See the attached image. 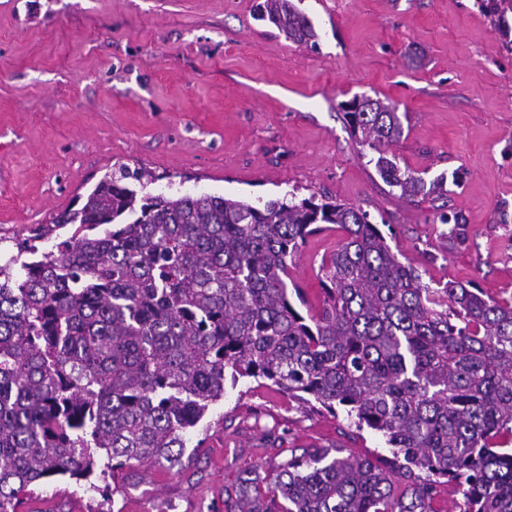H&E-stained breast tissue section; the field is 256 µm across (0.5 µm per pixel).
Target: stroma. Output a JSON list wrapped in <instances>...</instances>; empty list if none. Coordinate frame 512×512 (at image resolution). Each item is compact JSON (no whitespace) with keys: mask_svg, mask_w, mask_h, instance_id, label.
<instances>
[{"mask_svg":"<svg viewBox=\"0 0 512 512\" xmlns=\"http://www.w3.org/2000/svg\"><path fill=\"white\" fill-rule=\"evenodd\" d=\"M258 0H0V258L107 172L143 168L150 193L257 202L286 192L367 211L424 283L512 297V0H293L316 44L255 18ZM393 103L390 151L444 195H393L357 145L353 99ZM465 219L443 237L440 213ZM341 237H310L289 269L309 307ZM305 448L385 453L345 415L264 380L226 388L171 468L134 465L110 499L56 476L20 512H227L247 471Z\"/></svg>","mask_w":512,"mask_h":512,"instance_id":"stroma-1","label":"stroma"}]
</instances>
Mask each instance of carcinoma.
Instances as JSON below:
<instances>
[{
	"mask_svg": "<svg viewBox=\"0 0 512 512\" xmlns=\"http://www.w3.org/2000/svg\"><path fill=\"white\" fill-rule=\"evenodd\" d=\"M256 17L317 38L291 0H263ZM353 103L357 144L399 197L445 193L443 179L388 158L403 134L394 106ZM145 176L105 175L34 230L49 250L26 241L31 260L0 264V512H18L45 478L180 463L228 377L341 411L390 448H311L272 477L246 471L229 512H437L444 486L458 512H512V299L424 284L359 207L152 194ZM325 224L343 237L306 318L288 263Z\"/></svg>",
	"mask_w": 512,
	"mask_h": 512,
	"instance_id": "carcinoma-1",
	"label": "carcinoma"
}]
</instances>
